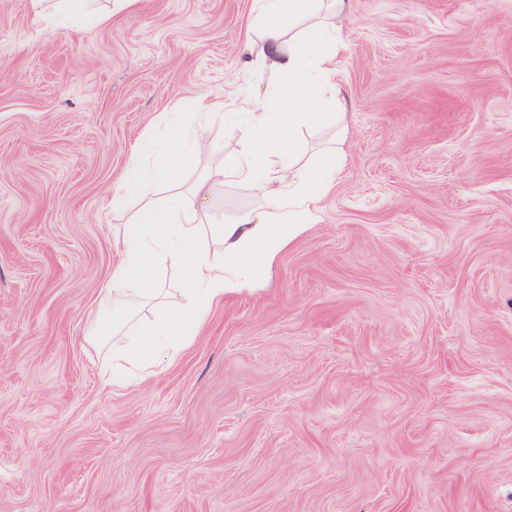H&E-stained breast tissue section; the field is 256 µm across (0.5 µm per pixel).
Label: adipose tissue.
I'll list each match as a JSON object with an SVG mask.
<instances>
[{
  "label": "adipose tissue",
  "instance_id": "adipose-tissue-1",
  "mask_svg": "<svg viewBox=\"0 0 512 512\" xmlns=\"http://www.w3.org/2000/svg\"><path fill=\"white\" fill-rule=\"evenodd\" d=\"M261 54L274 94L268 104L241 99L225 113L224 125L241 144L238 159L222 178L247 186L260 208L224 224L204 223L193 206L209 199V181L183 192L182 178L200 147L190 134L202 101L183 103L179 121L161 115L167 135L147 130L131 151L127 169L112 188V208L125 213L117 242L122 259L101 288L104 310L90 335H122L128 342L111 351L113 371L145 370L160 352L176 354L195 336L210 305L224 293L263 282L276 256L320 220L321 199L343 166L340 149L303 156L302 135L313 128L341 129L336 66L342 48L338 21L347 0H256ZM35 16L46 25L89 23L97 18L96 0H32ZM287 111H279L280 101ZM166 187L163 198L150 190ZM182 275V300L159 302L158 273ZM153 304L152 317L138 310Z\"/></svg>",
  "mask_w": 512,
  "mask_h": 512
}]
</instances>
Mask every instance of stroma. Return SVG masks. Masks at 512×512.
<instances>
[{
    "mask_svg": "<svg viewBox=\"0 0 512 512\" xmlns=\"http://www.w3.org/2000/svg\"><path fill=\"white\" fill-rule=\"evenodd\" d=\"M100 8L0 0V512H512V0H348L319 223L121 385L112 186L160 113L270 78L254 0ZM194 131L189 184L240 150ZM254 203L216 183L208 221ZM97 0H32L35 16L47 26L60 21L89 23L97 19Z\"/></svg>",
    "mask_w": 512,
    "mask_h": 512,
    "instance_id": "1",
    "label": "stroma"
}]
</instances>
